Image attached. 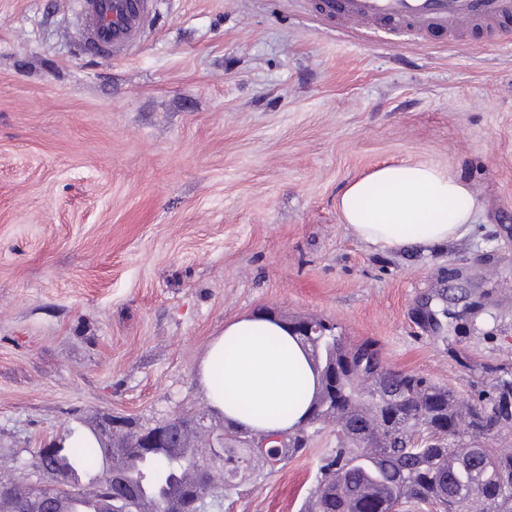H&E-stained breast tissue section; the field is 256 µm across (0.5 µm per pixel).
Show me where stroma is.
Here are the masks:
<instances>
[{"label":"stroma","instance_id":"obj_1","mask_svg":"<svg viewBox=\"0 0 512 512\" xmlns=\"http://www.w3.org/2000/svg\"><path fill=\"white\" fill-rule=\"evenodd\" d=\"M76 0H0V475L103 412L208 415L213 336L320 319L465 401L512 369V31L485 47L332 28L308 0H154L85 51ZM467 181L474 222L380 252L338 210L390 161ZM336 431L252 460L204 512H301Z\"/></svg>","mask_w":512,"mask_h":512}]
</instances>
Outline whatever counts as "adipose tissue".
Segmentation results:
<instances>
[{
	"instance_id": "obj_1",
	"label": "adipose tissue",
	"mask_w": 512,
	"mask_h": 512,
	"mask_svg": "<svg viewBox=\"0 0 512 512\" xmlns=\"http://www.w3.org/2000/svg\"><path fill=\"white\" fill-rule=\"evenodd\" d=\"M338 207L358 240L387 252L449 242L474 220L463 179L405 161L350 181ZM197 381L218 416L257 435L303 424L317 386L300 339L282 318L258 312L225 323L199 363Z\"/></svg>"
}]
</instances>
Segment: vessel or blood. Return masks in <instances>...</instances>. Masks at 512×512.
I'll list each match as a JSON object with an SVG mask.
<instances>
[{"label":"vessel or blood","mask_w":512,"mask_h":512,"mask_svg":"<svg viewBox=\"0 0 512 512\" xmlns=\"http://www.w3.org/2000/svg\"><path fill=\"white\" fill-rule=\"evenodd\" d=\"M151 0H78L83 44L92 52L129 45ZM341 30L413 43L435 37L490 45L512 23V0H311Z\"/></svg>","instance_id":"1"}]
</instances>
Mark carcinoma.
I'll return each mask as SVG.
<instances>
[{"instance_id":"cac0c4a2","label":"carcinoma","mask_w":512,"mask_h":512,"mask_svg":"<svg viewBox=\"0 0 512 512\" xmlns=\"http://www.w3.org/2000/svg\"><path fill=\"white\" fill-rule=\"evenodd\" d=\"M319 387L310 412L320 410L318 425H336V447L321 458L317 486L304 512H389L428 505L436 512H512V452L486 442L512 430V376H502L488 398L477 403L461 400L448 388L410 373L374 374L381 363L372 341L351 344L329 328L323 336L305 341ZM336 367V381L326 383V371ZM394 386L400 397L398 416L380 407L375 392ZM71 448L58 458L38 460L45 474L74 464L84 471L99 466L101 445ZM176 451L166 450L146 469L149 481L166 484L169 496L155 512L176 505L192 491L198 475L183 480L177 472ZM236 475L232 468L211 474L207 494L224 489ZM85 488L71 480L15 487L0 505L16 508L30 501L31 512L58 507L63 497L78 498Z\"/></svg>"}]
</instances>
